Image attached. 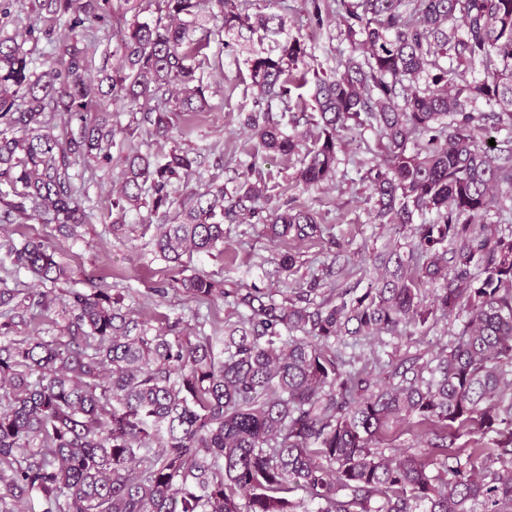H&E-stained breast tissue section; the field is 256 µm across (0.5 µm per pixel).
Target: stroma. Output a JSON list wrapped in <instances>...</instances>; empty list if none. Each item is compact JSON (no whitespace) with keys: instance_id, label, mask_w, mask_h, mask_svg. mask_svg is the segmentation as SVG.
<instances>
[{"instance_id":"obj_1","label":"stroma","mask_w":512,"mask_h":512,"mask_svg":"<svg viewBox=\"0 0 512 512\" xmlns=\"http://www.w3.org/2000/svg\"><path fill=\"white\" fill-rule=\"evenodd\" d=\"M252 2L255 8L284 15L290 34L313 44L323 68L337 67L347 57V45L336 38L335 20H325L319 29L309 25L306 0ZM200 73L208 105L202 112L172 113L173 133L167 142L147 134L140 113H115L109 101L101 102V110L112 112L125 132L121 143L112 149L111 162L74 168V186L89 213L78 237H64L50 223L17 218L10 224L0 223V239L43 241L81 285L103 281L124 294L125 308L132 318L148 322L153 328L174 325L188 336L223 335L225 321L235 318L224 301L195 300L182 292L181 279L195 274L207 276L228 292L256 286L274 292L280 299L295 295L311 275L320 273L325 276L326 293L334 296L348 288H367L377 268L376 256L384 246L393 240L403 245L412 240L410 229L399 230L373 219L368 202L370 189L361 176L372 160L367 148L377 144L376 134L368 130L362 139H344L338 151L335 180L304 188L295 180L301 166L299 156L263 152L251 132L240 124L241 112L251 109L254 101L247 69L231 63L223 44L214 40ZM174 146L192 152L198 159L196 173L176 184L175 205L155 212L145 207L130 210L124 233L113 234L112 199L119 186L123 157L133 150L162 155ZM250 162L262 171L269 207L288 205L313 211L325 228L322 237L273 243L263 233L261 218L255 216L240 224L225 225L223 252L187 254L177 265L154 251L151 239L155 225L176 223L179 203L192 193L209 187L234 189L243 165ZM339 247L350 262L340 273L326 275ZM285 252L297 258L288 272L279 267ZM460 327V320L440 317L410 337L387 336L380 342L342 344L338 350L356 366L368 364L386 371L418 354L428 358L436 355L455 339Z\"/></svg>"}]
</instances>
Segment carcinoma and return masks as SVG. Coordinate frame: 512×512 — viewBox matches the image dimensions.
Returning <instances> with one entry per match:
<instances>
[{"label": "carcinoma", "mask_w": 512, "mask_h": 512, "mask_svg": "<svg viewBox=\"0 0 512 512\" xmlns=\"http://www.w3.org/2000/svg\"><path fill=\"white\" fill-rule=\"evenodd\" d=\"M200 2L161 0L156 20L124 21L117 65L97 79L76 33L108 23L99 0H37L65 19L67 39L51 25L21 40L0 34V184L12 195L0 197V223L46 218L78 236L85 207L72 169L111 161L117 136L112 114L93 108L108 98L143 113L150 136H168V113L206 108L198 69L216 34L243 41L234 62L247 66L257 107L241 124L267 152L305 149L303 186L333 180L344 132H378L379 159L363 177L372 214L411 225V244H389L370 287L338 299L317 275L281 302L182 280L188 296L234 307L222 338L154 330L107 285L71 289L58 305L62 336L0 342V512H512V232L486 222L512 210V0H309L311 21L320 28L335 13L350 46L330 71L310 66L311 45L288 35L284 16L208 0L211 30ZM42 39L56 63L40 72L25 44ZM476 66L481 79L459 73ZM299 81L312 83L311 137L297 119L286 133L274 109ZM46 112L69 123L56 132ZM489 122L506 131L493 146L480 137ZM196 164L177 149L126 154L112 208L122 220L130 207L170 206ZM262 184L253 162L233 192L193 194L177 223L157 225L155 252L178 263L215 250L224 225L257 213ZM262 223L276 242L322 234L312 212L292 207ZM0 251L44 285L68 278L36 239H1ZM53 304L0 278V307H10L0 337ZM438 312L464 318L454 342L388 381L336 356L338 339L395 335ZM402 433L416 451L396 452Z\"/></svg>", "instance_id": "1"}]
</instances>
